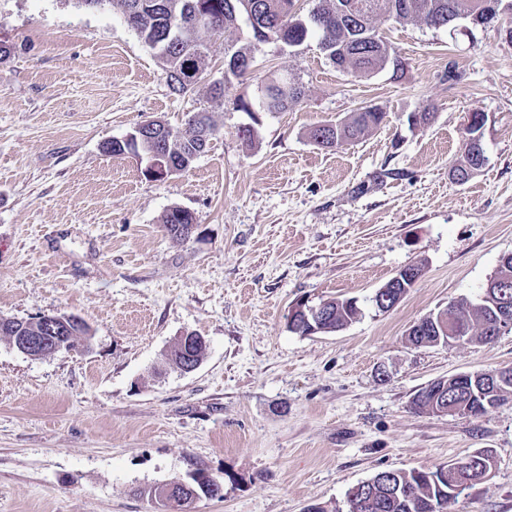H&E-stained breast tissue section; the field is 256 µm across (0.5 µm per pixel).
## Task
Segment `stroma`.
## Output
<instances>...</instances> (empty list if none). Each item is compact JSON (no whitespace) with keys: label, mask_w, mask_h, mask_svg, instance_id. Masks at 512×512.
Here are the masks:
<instances>
[{"label":"stroma","mask_w":512,"mask_h":512,"mask_svg":"<svg viewBox=\"0 0 512 512\" xmlns=\"http://www.w3.org/2000/svg\"><path fill=\"white\" fill-rule=\"evenodd\" d=\"M502 19L431 28L379 19L405 78L343 72L317 37L261 45L223 97L210 87L249 36L213 39L193 91L168 86L112 0H0V315L75 314L89 349L32 359L0 337V512H153L144 488L204 470L224 496L187 512L344 508L382 470L431 468L488 449L491 475L448 512H512V398L479 417L411 407L432 381L512 367V332L490 343L415 347L421 317L474 297L512 253V41ZM456 80H448L449 68ZM298 79L285 112L239 111L273 74ZM363 107L385 112L358 142L324 149L309 129ZM433 108L429 124L409 113ZM217 135L186 172L146 174L103 143L140 123ZM484 114L486 162L467 183V113ZM253 124L254 146L238 130ZM397 179L378 181L384 170ZM174 207L196 228L176 240ZM421 277L391 310L368 299L408 265ZM354 297L361 316L331 334L288 328L292 305ZM207 348L174 368L178 336ZM196 334L195 332H185L179 336L176 342L183 353V363L179 365V369L185 373L194 371L202 361L192 350L194 346L203 342V339Z\"/></svg>","instance_id":"35a3bbf8"}]
</instances>
